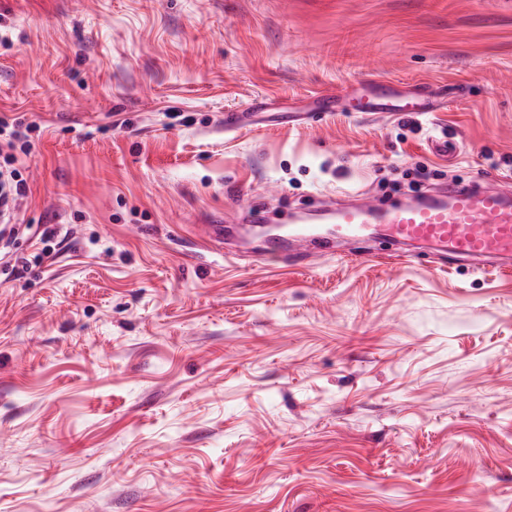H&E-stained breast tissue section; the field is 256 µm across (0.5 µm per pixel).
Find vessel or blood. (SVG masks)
I'll use <instances>...</instances> for the list:
<instances>
[{
  "mask_svg": "<svg viewBox=\"0 0 512 512\" xmlns=\"http://www.w3.org/2000/svg\"><path fill=\"white\" fill-rule=\"evenodd\" d=\"M352 112H417L420 104L394 99L392 90L377 94H352ZM318 223H308L307 213L296 216L289 240L267 242L272 252L289 250L291 259L307 255L310 248L332 249L336 240L380 239L395 245L425 243L436 246L443 258L512 263V193L485 186L449 183L440 190L410 194L385 202L360 194L355 203L318 207Z\"/></svg>",
  "mask_w": 512,
  "mask_h": 512,
  "instance_id": "b4317fda",
  "label": "vessel or blood"
}]
</instances>
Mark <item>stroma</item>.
<instances>
[{"label": "stroma", "mask_w": 512, "mask_h": 512, "mask_svg": "<svg viewBox=\"0 0 512 512\" xmlns=\"http://www.w3.org/2000/svg\"><path fill=\"white\" fill-rule=\"evenodd\" d=\"M377 82L435 108L277 118ZM4 116L0 512H512V270L242 229L512 192V0H0ZM23 123L19 118L0 119V219L2 224L16 222L17 212L28 198L30 187L16 164L22 165L17 154H25L28 146Z\"/></svg>", "instance_id": "1"}]
</instances>
